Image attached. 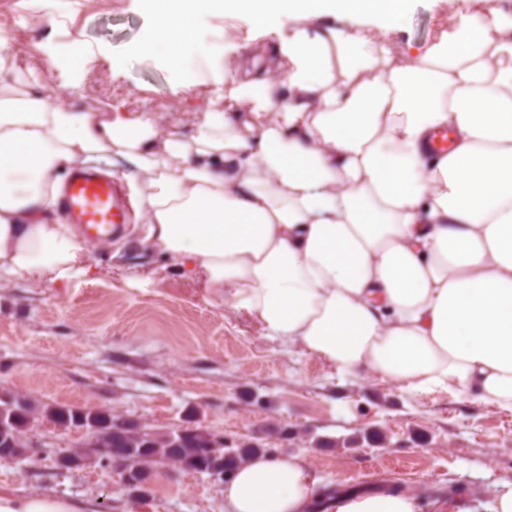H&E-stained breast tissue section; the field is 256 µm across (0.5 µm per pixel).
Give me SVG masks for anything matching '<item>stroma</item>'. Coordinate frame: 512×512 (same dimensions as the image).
Wrapping results in <instances>:
<instances>
[{
  "mask_svg": "<svg viewBox=\"0 0 512 512\" xmlns=\"http://www.w3.org/2000/svg\"><path fill=\"white\" fill-rule=\"evenodd\" d=\"M456 0H413L396 37L422 45L448 26ZM0 0V35L20 68L103 112H153L191 135L216 103L212 80L175 91L170 71L134 49L151 24L145 0ZM92 53L78 64V52ZM126 229L92 251L87 278L0 287V395L40 407L112 409L163 433L200 426L226 442L260 439L307 458L326 487L395 480L423 500L441 494L491 512V491L512 484V413L443 392L411 393L377 376L354 378L267 336L176 263L146 252ZM36 449L0 460V486L90 497L99 512H224L221 481L159 464L141 498L97 458L62 466L83 432L39 417Z\"/></svg>",
  "mask_w": 512,
  "mask_h": 512,
  "instance_id": "35a3bbf8",
  "label": "stroma"
}]
</instances>
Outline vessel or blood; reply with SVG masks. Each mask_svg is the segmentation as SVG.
Returning a JSON list of instances; mask_svg holds the SVG:
<instances>
[{
    "mask_svg": "<svg viewBox=\"0 0 512 512\" xmlns=\"http://www.w3.org/2000/svg\"><path fill=\"white\" fill-rule=\"evenodd\" d=\"M60 205L67 222L77 225L89 241L120 234L132 220L124 188L96 170L70 173L61 187Z\"/></svg>",
    "mask_w": 512,
    "mask_h": 512,
    "instance_id": "1",
    "label": "vessel or blood"
}]
</instances>
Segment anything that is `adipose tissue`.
<instances>
[{"label":"adipose tissue","mask_w":512,"mask_h":512,"mask_svg":"<svg viewBox=\"0 0 512 512\" xmlns=\"http://www.w3.org/2000/svg\"><path fill=\"white\" fill-rule=\"evenodd\" d=\"M413 0H162L140 53L178 90L213 74L220 109L183 138L152 113L71 107L0 36V285L64 286L90 246L59 213L65 172L120 158L146 251L345 376L512 413V13L460 0L448 28L397 46ZM246 22L202 43L200 16ZM449 130L448 153L431 138ZM224 512H311L321 479L261 453ZM327 512H422L393 481ZM0 512H98L92 498L0 486Z\"/></svg>","instance_id":"adipose-tissue-1"}]
</instances>
